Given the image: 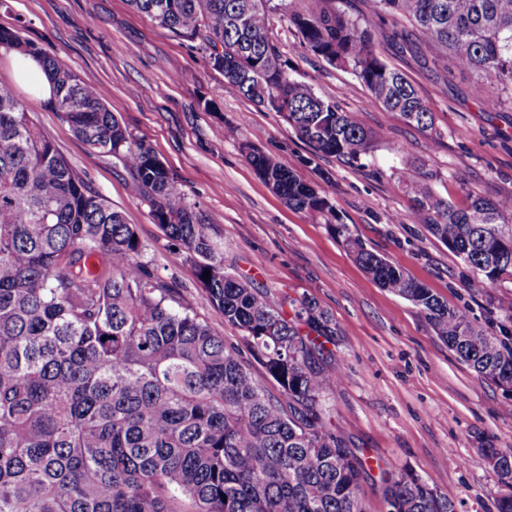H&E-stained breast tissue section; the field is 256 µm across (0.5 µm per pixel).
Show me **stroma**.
Listing matches in <instances>:
<instances>
[{
    "instance_id": "obj_1",
    "label": "stroma",
    "mask_w": 512,
    "mask_h": 512,
    "mask_svg": "<svg viewBox=\"0 0 512 512\" xmlns=\"http://www.w3.org/2000/svg\"><path fill=\"white\" fill-rule=\"evenodd\" d=\"M0 28L56 54L85 84L104 87L109 107L167 166L175 185L224 244L228 272L275 295L315 298L336 324L341 387L330 401L338 436L366 456L394 463L453 496L457 512H497L502 488L482 449L512 448V391L477 377L407 300L369 277L323 221L288 207L256 174L250 144L316 185L367 248L422 282L473 323L495 329L512 284L485 288L435 239L410 221V196L392 176L431 175L434 193L456 205L468 192L512 195V106L486 111L477 76L430 53L401 51L403 24H380L383 59L402 71L433 111L439 137L371 102L351 71L315 56L280 14L272 36L288 71L316 95L354 113L377 133L358 164L314 156L284 119L229 90L199 41L135 12L128 0H0ZM0 84L30 102L37 126L135 230L141 260L176 288L185 306L226 342L239 331L218 316L183 247L167 239L123 166L89 152L59 113L41 107L0 54Z\"/></svg>"
}]
</instances>
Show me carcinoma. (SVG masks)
Returning <instances> with one entry per match:
<instances>
[{
  "mask_svg": "<svg viewBox=\"0 0 512 512\" xmlns=\"http://www.w3.org/2000/svg\"><path fill=\"white\" fill-rule=\"evenodd\" d=\"M161 26L199 40L225 84L279 114L316 153L356 163L379 135L285 69L270 36L280 11L318 58L352 71L373 101L435 137L413 83L377 51V21L405 20L407 47L425 49L487 83L485 107L512 101V0H370L357 17L341 0L317 12L288 0H129ZM0 49L37 58L58 112L98 156L126 170L134 196L182 245L216 313L241 331L224 342L140 261L121 212L57 151L28 104L0 86V512H364L373 466L330 427L342 383L336 324L307 298L277 301L224 271L214 244L169 170L82 83L18 29ZM248 159L289 206L332 225L382 287L409 301L478 376L512 388V337L475 326L424 284L334 224L327 195L256 149ZM434 174L398 182L409 218L427 226L488 288L512 281V196L469 194L461 208L434 195ZM210 272L205 277L204 272ZM248 353L278 390L267 391ZM512 512V450L485 448ZM388 512H456L420 477L376 463Z\"/></svg>",
  "mask_w": 512,
  "mask_h": 512,
  "instance_id": "1",
  "label": "carcinoma"
}]
</instances>
